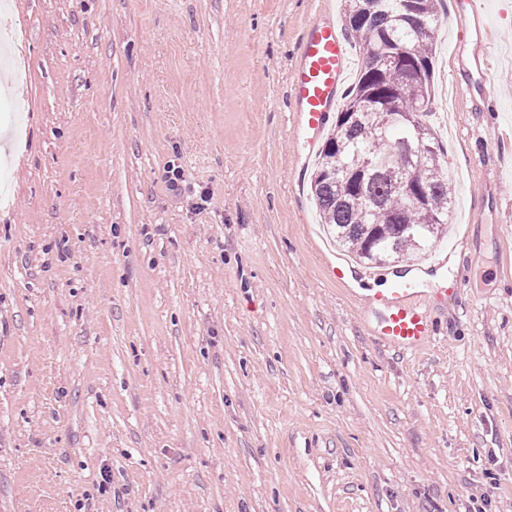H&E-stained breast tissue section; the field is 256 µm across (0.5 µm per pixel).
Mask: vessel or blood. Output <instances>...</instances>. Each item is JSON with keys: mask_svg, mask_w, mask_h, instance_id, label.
<instances>
[{"mask_svg": "<svg viewBox=\"0 0 512 512\" xmlns=\"http://www.w3.org/2000/svg\"><path fill=\"white\" fill-rule=\"evenodd\" d=\"M476 4L477 0H452L454 12L473 21L469 30L474 39L473 62L466 67V78L458 84L457 90L465 96L477 93L486 98L490 92L484 58L491 46L481 33ZM350 63L347 38L330 21L327 9H318L303 30L291 71L289 105L294 133L301 146L299 162L291 174L293 189H300L305 164L318 151L319 140L346 88ZM464 281L461 275L451 279L443 277L435 287L422 288L412 275L373 294L369 311L374 336L393 349L415 351L422 348L438 334L428 314L429 306L457 296Z\"/></svg>", "mask_w": 512, "mask_h": 512, "instance_id": "1", "label": "vessel or blood"}]
</instances>
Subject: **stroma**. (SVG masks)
<instances>
[{"mask_svg": "<svg viewBox=\"0 0 512 512\" xmlns=\"http://www.w3.org/2000/svg\"><path fill=\"white\" fill-rule=\"evenodd\" d=\"M0 83V512H512V9L494 111L453 94L439 7L425 116L467 269L419 352L377 343L299 156L312 0H9Z\"/></svg>", "mask_w": 512, "mask_h": 512, "instance_id": "1", "label": "stroma"}]
</instances>
